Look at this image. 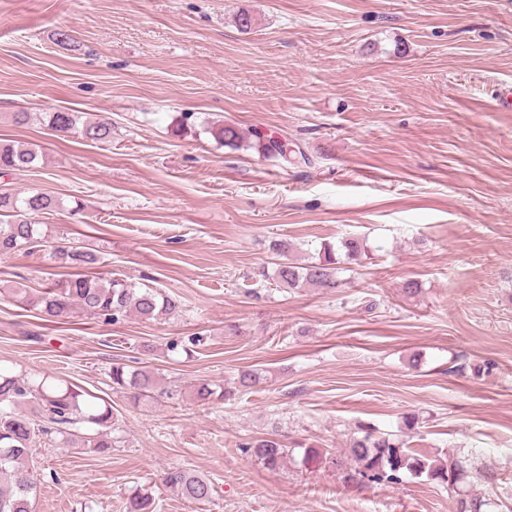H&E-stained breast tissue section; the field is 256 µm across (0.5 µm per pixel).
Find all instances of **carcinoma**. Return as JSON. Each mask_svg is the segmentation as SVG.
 I'll return each mask as SVG.
<instances>
[{
	"instance_id": "1",
	"label": "carcinoma",
	"mask_w": 512,
	"mask_h": 512,
	"mask_svg": "<svg viewBox=\"0 0 512 512\" xmlns=\"http://www.w3.org/2000/svg\"><path fill=\"white\" fill-rule=\"evenodd\" d=\"M48 126L64 134H73L95 142L112 139V122L104 117L82 119L78 112H49ZM210 133L220 143L239 148L246 146L258 153L288 161L285 142L266 138L253 132L246 141L243 132L231 121H216ZM39 163V152L27 145L5 141L0 143V170L27 172ZM56 201L48 194L34 192L21 197L0 192V256L25 249L41 247L42 239L31 215L55 208ZM346 257L352 262L370 259V249L363 242L348 238L341 242ZM282 257L273 270V280L285 288H317L333 293L342 287L338 277L336 250L325 244L318 258L299 264L288 257L291 246L286 242L274 245ZM53 257L62 268L72 270L40 288H19L17 302L37 308L55 321L79 312L103 324L114 325L129 315L142 320H155L163 315L183 311L182 301L132 279L82 274L79 268H89L100 262L99 256L75 246H59ZM112 388L130 394L136 401L150 397L155 389V377L146 368H130L114 363L110 368ZM194 399L203 404L223 399L224 390L200 382L192 390ZM114 413L109 405L96 401V396L64 380L46 375L16 374L0 366V512H34L38 476L31 465L35 440L56 434L53 442L70 447L75 444L95 453L112 448ZM240 447L268 470L283 466L288 457L287 446L273 435L249 441ZM347 454L350 462L331 454L328 463L336 469L344 483L398 484L403 477L426 476L441 484L456 483L464 462L437 464L427 455L407 446V441L392 434H382L370 427L350 439ZM162 484L183 499L194 503L210 501L214 493L212 481L184 467H170L163 472ZM130 512H158L157 503L149 494L137 493L131 499Z\"/></svg>"
}]
</instances>
